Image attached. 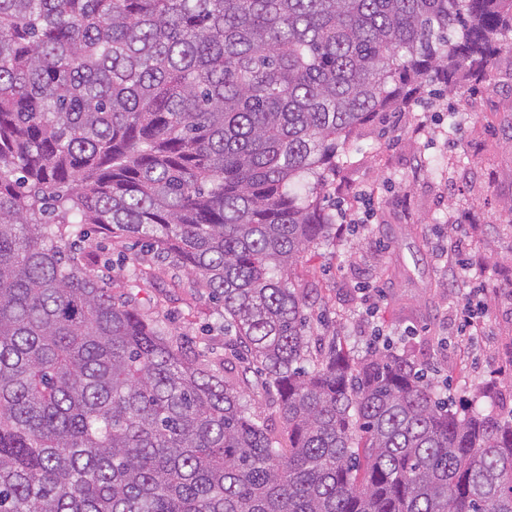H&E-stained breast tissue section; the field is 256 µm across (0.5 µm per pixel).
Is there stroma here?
<instances>
[{"mask_svg":"<svg viewBox=\"0 0 512 512\" xmlns=\"http://www.w3.org/2000/svg\"><path fill=\"white\" fill-rule=\"evenodd\" d=\"M495 88L426 98L368 127L352 143L354 164L330 179L334 212L362 200V224L335 226L295 279L344 347L361 358L376 335L414 349L454 407L495 403L512 411V54L491 72ZM456 134H449V125ZM435 161L437 169L426 168ZM467 214L465 223L449 217ZM470 258L471 275L455 267ZM138 299L192 348L223 349L220 317L204 289L154 256ZM480 304L484 336L459 328L466 303Z\"/></svg>","mask_w":512,"mask_h":512,"instance_id":"35a3bbf8","label":"stroma"}]
</instances>
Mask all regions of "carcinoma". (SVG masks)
I'll use <instances>...</instances> for the list:
<instances>
[{
  "mask_svg": "<svg viewBox=\"0 0 512 512\" xmlns=\"http://www.w3.org/2000/svg\"><path fill=\"white\" fill-rule=\"evenodd\" d=\"M511 34L512 0H0V512H512V414L405 349L312 355L292 281L354 137L490 89ZM88 225L206 289L236 382L112 296Z\"/></svg>",
  "mask_w": 512,
  "mask_h": 512,
  "instance_id": "cac0c4a2",
  "label": "carcinoma"
}]
</instances>
